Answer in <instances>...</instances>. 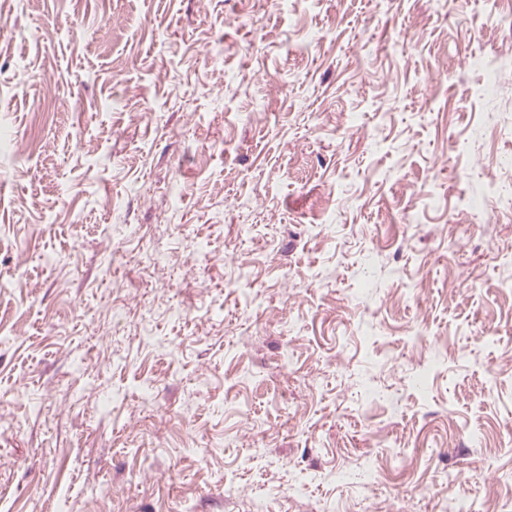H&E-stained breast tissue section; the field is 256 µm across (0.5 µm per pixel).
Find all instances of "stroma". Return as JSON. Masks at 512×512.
Wrapping results in <instances>:
<instances>
[{"instance_id": "stroma-1", "label": "stroma", "mask_w": 512, "mask_h": 512, "mask_svg": "<svg viewBox=\"0 0 512 512\" xmlns=\"http://www.w3.org/2000/svg\"><path fill=\"white\" fill-rule=\"evenodd\" d=\"M512 0H0V512H512Z\"/></svg>"}]
</instances>
